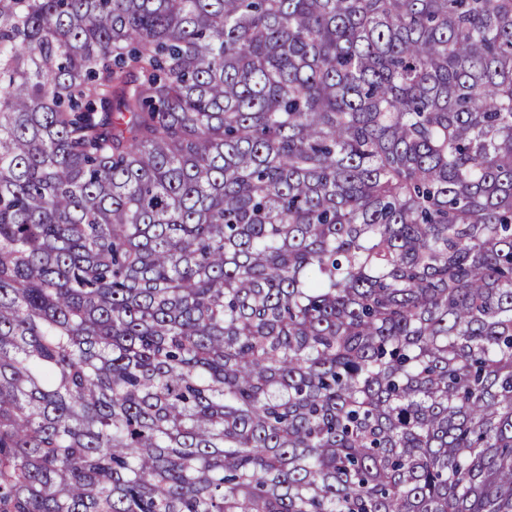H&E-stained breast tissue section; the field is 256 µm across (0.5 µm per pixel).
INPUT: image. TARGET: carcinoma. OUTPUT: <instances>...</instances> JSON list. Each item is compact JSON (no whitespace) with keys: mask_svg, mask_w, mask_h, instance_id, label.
Instances as JSON below:
<instances>
[{"mask_svg":"<svg viewBox=\"0 0 512 512\" xmlns=\"http://www.w3.org/2000/svg\"><path fill=\"white\" fill-rule=\"evenodd\" d=\"M0 512H512V0H0Z\"/></svg>","mask_w":512,"mask_h":512,"instance_id":"obj_1","label":"carcinoma"}]
</instances>
